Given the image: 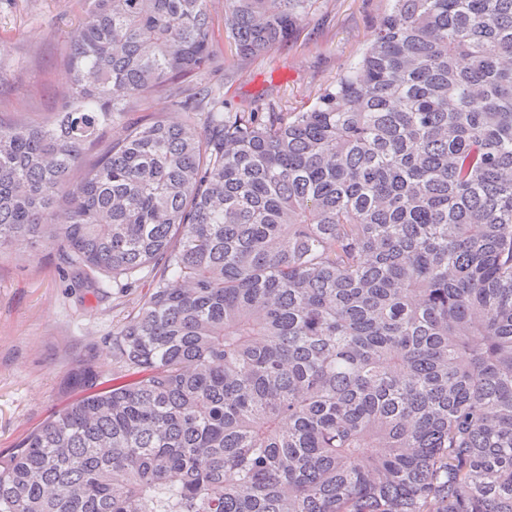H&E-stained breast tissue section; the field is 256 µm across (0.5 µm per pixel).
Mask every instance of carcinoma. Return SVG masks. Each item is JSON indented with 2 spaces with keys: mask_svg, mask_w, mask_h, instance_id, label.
Listing matches in <instances>:
<instances>
[{
  "mask_svg": "<svg viewBox=\"0 0 512 512\" xmlns=\"http://www.w3.org/2000/svg\"><path fill=\"white\" fill-rule=\"evenodd\" d=\"M84 2L54 118L0 126V251L153 288L0 512H512V0H394L301 112L173 93L210 0ZM227 2L244 57L314 4ZM148 113L164 115L174 121H179L183 118L181 112L172 107L170 98H168L166 94H159L152 98L142 109L127 115L125 120L129 118H139L141 115Z\"/></svg>",
  "mask_w": 512,
  "mask_h": 512,
  "instance_id": "1",
  "label": "carcinoma"
}]
</instances>
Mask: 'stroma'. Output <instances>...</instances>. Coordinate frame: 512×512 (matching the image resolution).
Returning a JSON list of instances; mask_svg holds the SVG:
<instances>
[{"label": "stroma", "instance_id": "obj_1", "mask_svg": "<svg viewBox=\"0 0 512 512\" xmlns=\"http://www.w3.org/2000/svg\"><path fill=\"white\" fill-rule=\"evenodd\" d=\"M391 8L392 0H315L295 38L249 59L228 36L224 0H211L218 68L183 85H211L228 112L301 111L357 64ZM84 17L82 0H0V122L52 118L63 80L56 61ZM150 284L87 288L48 242L0 252V453L80 394L84 364L111 374L112 335Z\"/></svg>", "mask_w": 512, "mask_h": 512}]
</instances>
